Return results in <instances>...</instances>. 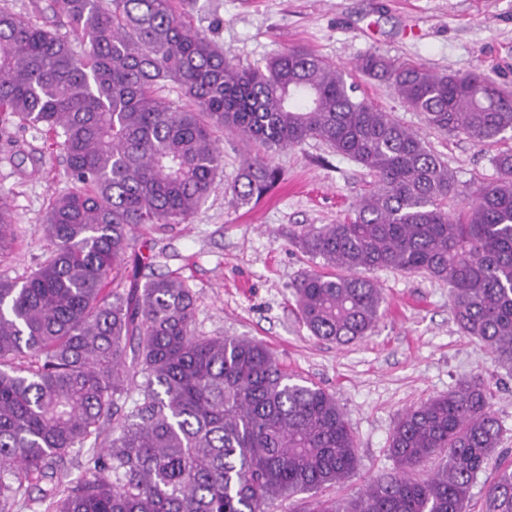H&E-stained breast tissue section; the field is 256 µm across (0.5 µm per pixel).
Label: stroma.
<instances>
[{"mask_svg": "<svg viewBox=\"0 0 512 512\" xmlns=\"http://www.w3.org/2000/svg\"><path fill=\"white\" fill-rule=\"evenodd\" d=\"M185 11L194 30L245 67L301 46L340 66L375 53L437 72L479 70L512 89V0H188ZM360 92L421 134L454 174L459 195L497 179L493 149L428 126L384 82L361 79ZM218 139L224 172L189 223L136 230V249L149 260L142 275L170 274L195 292L196 334L260 341L294 382L334 394L356 438L358 467L351 480L326 489L329 497L352 496L393 471L388 439L401 411L480 377L502 425L501 442L471 489L470 512H485L486 484L512 464V372L458 330L447 284L374 271L384 315L371 336L346 345L311 336L298 315L293 286L316 264L295 234L342 220L372 176L309 140L275 154L283 181L260 203H245L233 192L242 146L225 131ZM70 186L60 147L16 126L0 131V194L18 226L0 253V279L22 280L51 251L42 224Z\"/></svg>", "mask_w": 512, "mask_h": 512, "instance_id": "1", "label": "stroma"}]
</instances>
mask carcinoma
<instances>
[{"label": "carcinoma", "mask_w": 512, "mask_h": 512, "mask_svg": "<svg viewBox=\"0 0 512 512\" xmlns=\"http://www.w3.org/2000/svg\"><path fill=\"white\" fill-rule=\"evenodd\" d=\"M47 9L40 26L0 7V120L61 139L73 181L43 224L52 253L23 281H0V512L32 501L43 512H272L286 499L288 512H469L502 433L480 378L403 410L388 442L395 470L326 499L319 492L358 463L334 395L293 382L258 341L196 335L194 292L179 278L126 284L122 270L136 227L186 224L214 191L224 169L217 131L267 148L233 186L248 201L281 181L272 154L318 140L374 183L344 220L297 234L301 251L323 261L294 287L311 334L336 343L371 334L384 297L366 273L422 274L448 284L460 332L512 371V150L493 156L494 183L453 208L455 177L440 156L305 48L240 68L176 0ZM355 71L391 85L442 132L480 146L512 133V90L480 72L395 66L373 53ZM167 81L187 105L158 94ZM16 235L0 195V251ZM74 452L85 476L65 483ZM434 457L440 466L415 477ZM484 497L486 512H512V466Z\"/></svg>", "instance_id": "carcinoma-1"}]
</instances>
